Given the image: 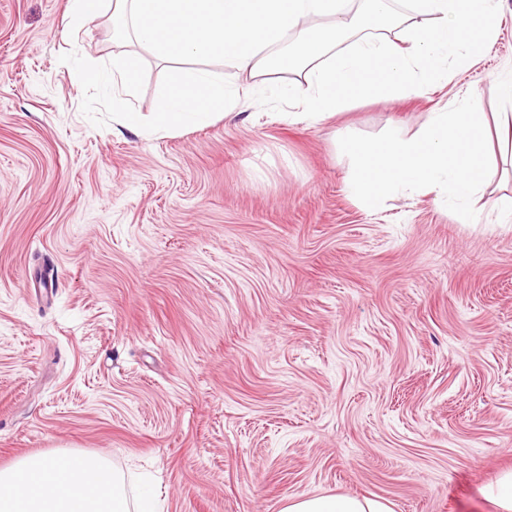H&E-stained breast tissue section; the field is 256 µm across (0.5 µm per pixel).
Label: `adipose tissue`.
I'll return each mask as SVG.
<instances>
[{"instance_id": "ef3b65f1", "label": "adipose tissue", "mask_w": 512, "mask_h": 512, "mask_svg": "<svg viewBox=\"0 0 512 512\" xmlns=\"http://www.w3.org/2000/svg\"><path fill=\"white\" fill-rule=\"evenodd\" d=\"M364 16L349 17L341 0H69L75 25L109 15L118 39L140 52L113 57L112 67H86L96 85L134 92L141 51L176 62L152 118L112 105L132 130L171 132L227 117L240 99L241 76L273 75L281 97L302 94L306 110L292 120L319 123L364 95L395 98L422 83L447 82L456 62L477 64L493 33L491 0H411L397 16L387 0H368ZM287 60L276 51L286 35ZM225 62L223 72L205 59ZM0 512H155L151 494L130 503L125 476L98 455L61 449L30 455L0 470ZM280 512H393L389 503L333 495L289 500Z\"/></svg>"}]
</instances>
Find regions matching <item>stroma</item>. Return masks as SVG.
<instances>
[{
    "mask_svg": "<svg viewBox=\"0 0 512 512\" xmlns=\"http://www.w3.org/2000/svg\"><path fill=\"white\" fill-rule=\"evenodd\" d=\"M67 0H0V469L98 454L161 512H277L356 495L393 512H494L512 469V156L469 222L433 195L372 209L338 140L475 95L512 114V0L448 84L317 124L272 95L147 133L82 79L123 52ZM174 62L145 54L128 110ZM486 497L495 503L503 512L512 511V472L503 474L496 489H490Z\"/></svg>",
    "mask_w": 512,
    "mask_h": 512,
    "instance_id": "obj_1",
    "label": "stroma"
}]
</instances>
